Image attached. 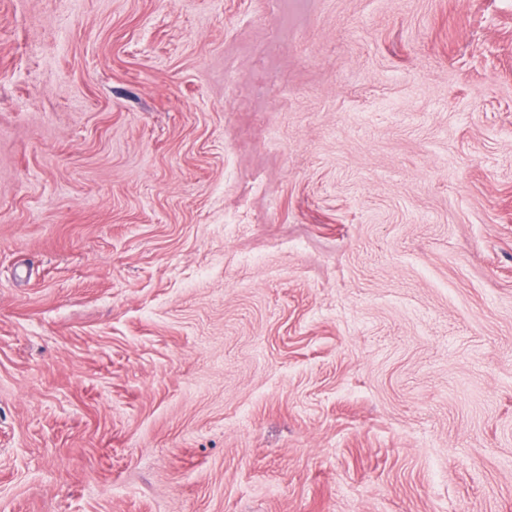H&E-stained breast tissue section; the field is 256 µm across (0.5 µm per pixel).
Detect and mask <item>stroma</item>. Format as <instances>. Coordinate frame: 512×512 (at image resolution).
<instances>
[{
  "mask_svg": "<svg viewBox=\"0 0 512 512\" xmlns=\"http://www.w3.org/2000/svg\"><path fill=\"white\" fill-rule=\"evenodd\" d=\"M0 512H512V0H0Z\"/></svg>",
  "mask_w": 512,
  "mask_h": 512,
  "instance_id": "35a3bbf8",
  "label": "stroma"
}]
</instances>
